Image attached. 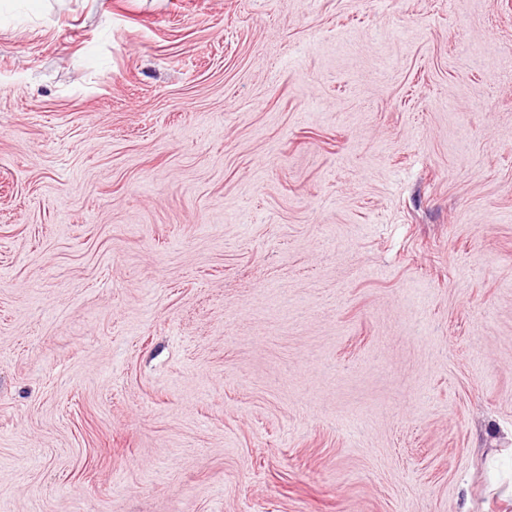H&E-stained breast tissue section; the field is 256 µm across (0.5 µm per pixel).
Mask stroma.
Segmentation results:
<instances>
[{
    "mask_svg": "<svg viewBox=\"0 0 512 512\" xmlns=\"http://www.w3.org/2000/svg\"><path fill=\"white\" fill-rule=\"evenodd\" d=\"M512 0H0V512H499Z\"/></svg>",
    "mask_w": 512,
    "mask_h": 512,
    "instance_id": "35a3bbf8",
    "label": "stroma"
}]
</instances>
